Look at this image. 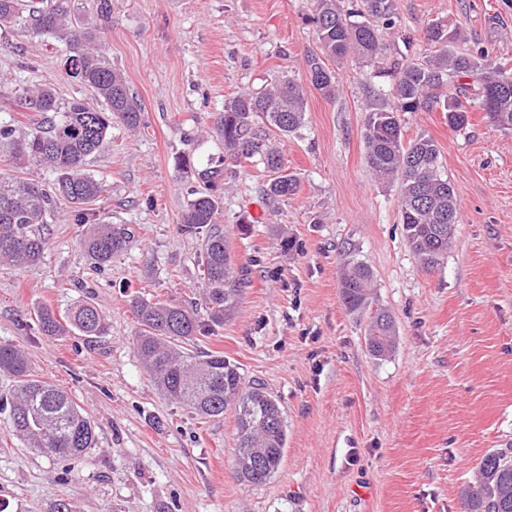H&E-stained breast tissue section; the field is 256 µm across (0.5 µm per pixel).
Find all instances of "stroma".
<instances>
[{"label": "stroma", "mask_w": 512, "mask_h": 512, "mask_svg": "<svg viewBox=\"0 0 512 512\" xmlns=\"http://www.w3.org/2000/svg\"><path fill=\"white\" fill-rule=\"evenodd\" d=\"M72 3L104 26L106 56L142 104L140 130L113 125L86 165L109 189L90 222L129 225L134 237L92 268L85 227L62 204L43 262L0 269V344L72 395L97 436L85 455L52 459L0 414V512H51L60 500L72 512H462L459 491L481 458L512 448V130L480 112L460 132L437 109L405 114V140L435 141L460 212L447 254L427 270L403 233L397 184L365 159L367 89L391 79L351 57L335 67V99L309 89L313 0H110L105 23L87 0ZM394 12L395 28L380 31L386 62L428 59L436 21L459 31L456 50L481 43L512 69V0H394ZM67 58L52 38L0 29L1 81L50 83L60 101L99 106L67 76ZM282 75L308 88L305 126L278 143L297 192L265 200L262 164L226 167L219 222L250 284L223 327L188 346L223 353L280 405L284 459L254 486L233 472V412L203 418L156 390L129 303L198 299V242L179 230L198 183L174 161L217 154L205 133L225 99ZM353 260L371 267L374 305L396 322L389 356L366 345L369 312L342 303L340 273ZM87 297L107 335L41 334V309L61 315Z\"/></svg>", "instance_id": "obj_1"}]
</instances>
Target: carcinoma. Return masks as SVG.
Masks as SVG:
<instances>
[{"mask_svg":"<svg viewBox=\"0 0 512 512\" xmlns=\"http://www.w3.org/2000/svg\"><path fill=\"white\" fill-rule=\"evenodd\" d=\"M314 0L311 21L318 50L306 57L311 86L326 99L336 97V74L327 62L354 55L360 63L376 66L386 46L379 25L395 26L393 0ZM0 25L17 26L29 37L60 39L69 54V76L93 90L105 108L96 110L80 98L60 103L49 84L7 92L13 112H39L35 128L21 121H0V153L15 169L43 167L55 174L53 186L24 180L0 171V266L32 269L44 258L47 239L43 226L58 204H70L77 224H85L84 206L98 201L106 185L86 169L87 158L104 148L112 124L136 130L141 105L125 77L109 66L95 30L85 26L71 0H0ZM459 32L432 23L426 40L436 52L423 62L395 63L381 75L393 78L389 89L370 90L364 115L366 159L376 175L400 185V209L405 237L421 264L429 269L447 253L460 221L456 198L441 154L429 137L404 143L402 116L407 112L448 113V125L457 131L469 125V113L479 110L502 129H512V71L500 67L487 49H452ZM305 90L290 79L275 80L259 92H243L224 101L210 131L221 154L196 164L175 159L179 173L190 172L203 185L183 212L180 231L201 241V305H183L136 298L131 302L139 324L135 339L143 369L157 389L204 417H220L231 409L237 419L235 471L253 485L268 481L279 470L287 429L278 401L258 387L248 386L239 367L220 353L192 356L179 349L224 325L249 284V269L236 265L230 245L218 224L224 204V168L251 159L269 173L266 196L277 199L295 194L294 175L286 172L276 141L305 125ZM133 238L124 224H91L82 248L98 267L112 262ZM373 273L355 262L342 275L341 298L350 312L372 303ZM41 334L49 337L77 332L102 336L107 322L101 309L82 299L62 320L50 308L38 319ZM396 327L389 313L379 309L367 328V341L376 357L389 354ZM0 373L14 377V387L0 396L11 431L30 448L58 458H76L96 447L95 425L67 392L34 376L24 352L0 345ZM464 512H512V452L485 455L473 478L460 491Z\"/></svg>","mask_w":512,"mask_h":512,"instance_id":"obj_1","label":"carcinoma"}]
</instances>
